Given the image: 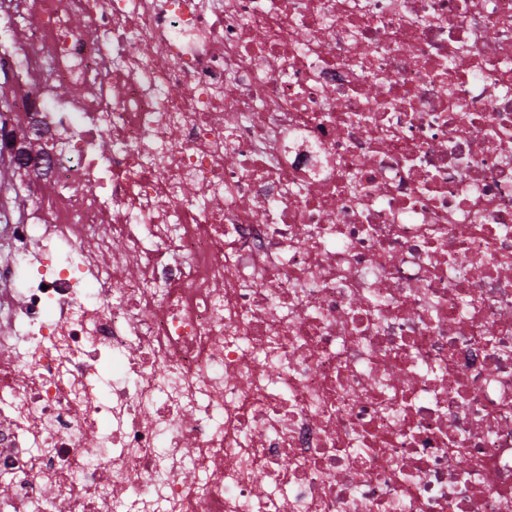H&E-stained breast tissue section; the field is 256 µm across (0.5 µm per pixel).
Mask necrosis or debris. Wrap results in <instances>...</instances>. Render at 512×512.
<instances>
[{
	"instance_id": "obj_1",
	"label": "necrosis or debris",
	"mask_w": 512,
	"mask_h": 512,
	"mask_svg": "<svg viewBox=\"0 0 512 512\" xmlns=\"http://www.w3.org/2000/svg\"><path fill=\"white\" fill-rule=\"evenodd\" d=\"M0 28V512H512V0Z\"/></svg>"
}]
</instances>
